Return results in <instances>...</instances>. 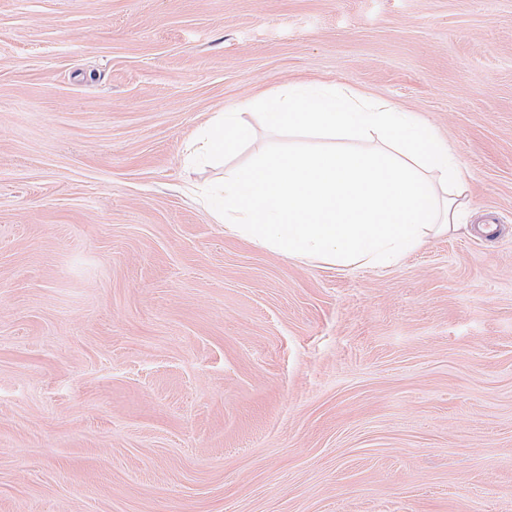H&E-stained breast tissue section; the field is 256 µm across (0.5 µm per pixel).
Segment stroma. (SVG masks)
<instances>
[{
	"instance_id": "obj_1",
	"label": "stroma",
	"mask_w": 512,
	"mask_h": 512,
	"mask_svg": "<svg viewBox=\"0 0 512 512\" xmlns=\"http://www.w3.org/2000/svg\"><path fill=\"white\" fill-rule=\"evenodd\" d=\"M300 80L427 120L398 265L225 234L185 158ZM0 512H512V0H0Z\"/></svg>"
}]
</instances>
